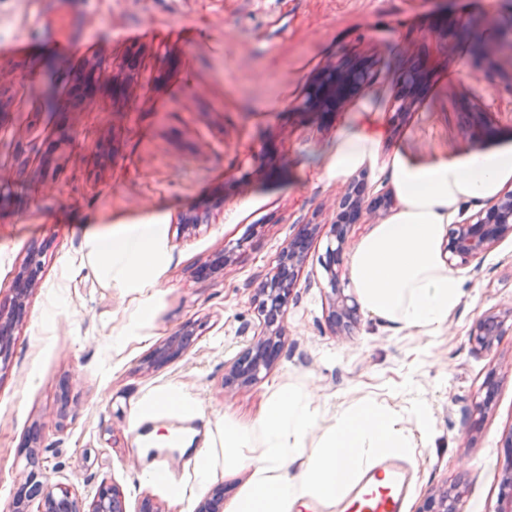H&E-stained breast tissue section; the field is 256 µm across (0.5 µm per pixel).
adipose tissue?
<instances>
[{
	"label": "adipose tissue",
	"instance_id": "1",
	"mask_svg": "<svg viewBox=\"0 0 512 512\" xmlns=\"http://www.w3.org/2000/svg\"><path fill=\"white\" fill-rule=\"evenodd\" d=\"M377 144V135L348 125L336 137L327 170L344 176L361 165ZM390 176L398 208L373 225L348 260L351 288L364 309L397 331L439 336L463 295L462 282L448 265L444 244L448 226L466 205L492 201L512 183V141L474 154L422 161L394 153ZM161 227L124 224L116 232L85 238L84 258L107 281L139 282L162 260ZM320 406L304 389L283 386L253 424L224 426L225 468L248 467L251 477L235 512H298L303 500L341 491L374 453L387 446L411 452L426 437L430 409L423 401L408 415L364 399L339 408L329 426ZM324 434L314 453L306 438ZM296 475H288L291 465Z\"/></svg>",
	"mask_w": 512,
	"mask_h": 512
}]
</instances>
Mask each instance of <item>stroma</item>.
<instances>
[{
    "label": "stroma",
    "mask_w": 512,
    "mask_h": 512,
    "mask_svg": "<svg viewBox=\"0 0 512 512\" xmlns=\"http://www.w3.org/2000/svg\"><path fill=\"white\" fill-rule=\"evenodd\" d=\"M509 11L512 0H87L66 47L51 41L70 27L61 0H0V308L30 249L43 251L0 372V512L11 510L34 431L49 483L116 486L131 512L146 497L160 512H195L220 485L232 512L250 471L225 468L224 423L255 422L286 383L329 414L364 398L398 410L425 398L432 422L408 462V512L454 485L465 512H494L512 437V330L482 353L470 332L512 305V238L458 267L464 295L436 337L394 332L363 309L338 335L322 260L338 198L357 183L369 198L391 191L393 152L452 157L512 140V51L493 32ZM344 58L370 66L373 85L338 111L299 110L320 70ZM97 60L111 85L65 111L73 76ZM414 63L422 90L398 118L394 77ZM356 119L374 124L376 151L331 177L328 152ZM56 127L76 139L44 156ZM193 206L208 221L182 228ZM111 222L162 225L153 287H111L81 266L86 233ZM307 224L320 230L288 306L285 350L257 383L225 388L229 361L260 330L255 288ZM185 327L194 336L184 353L147 367ZM492 370L498 387L482 415ZM171 390L201 422L193 445L213 461L208 486L178 456L171 478L150 481L133 451L135 410L160 409Z\"/></svg>",
    "instance_id": "obj_1"
}]
</instances>
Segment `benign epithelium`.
Listing matches in <instances>:
<instances>
[{
  "label": "benign epithelium",
  "instance_id": "benign-epithelium-1",
  "mask_svg": "<svg viewBox=\"0 0 512 512\" xmlns=\"http://www.w3.org/2000/svg\"><path fill=\"white\" fill-rule=\"evenodd\" d=\"M100 65H94L79 77L85 92L95 90L107 81L104 72L98 71ZM373 75L360 66L343 63L325 69L318 80L311 97L303 101L298 108L304 109L314 104L326 112L336 110L338 104L352 93L371 84ZM421 85V75L412 69L398 76L399 93L394 107L395 115L400 116L414 106ZM340 209L336 223L329 225L328 235L339 245L343 244L351 225L357 223L362 213L360 197L357 192L347 193L338 203ZM318 225L307 224L300 237L281 254L273 275L258 288V296L280 295L272 314L264 315L263 331L259 338L250 343L233 361L225 385L231 387L237 383H251L259 379L262 371H268L279 359L284 346V320L291 290L298 278L299 267L303 261L307 239L312 236ZM512 236V191L500 195L487 203L467 220L455 225L450 235L447 251L448 261H457L459 265H468L481 258L496 243ZM341 248L327 249L326 269L330 273L329 319L334 327L346 331L355 321L357 304L353 298L344 294L339 287V273L336 265L340 262ZM23 310V304L16 302L11 312H0V369H4L6 359L3 355L10 345L15 324ZM512 321V305L500 312L482 315L471 333L476 351H488L497 336L503 332L507 321ZM25 467L29 472L19 482L20 494L14 498L11 512H29L33 501H38V512H128V505L121 493L114 487L100 484L82 498L74 488L67 484L51 485L43 480V461L35 450L25 456ZM501 486L509 492L501 496L495 512H512V456L501 473ZM224 504L223 487L216 488L212 495L205 498L197 507V512H222ZM419 512H464L461 494L453 488H439L431 492Z\"/></svg>",
  "mask_w": 512,
  "mask_h": 512
}]
</instances>
